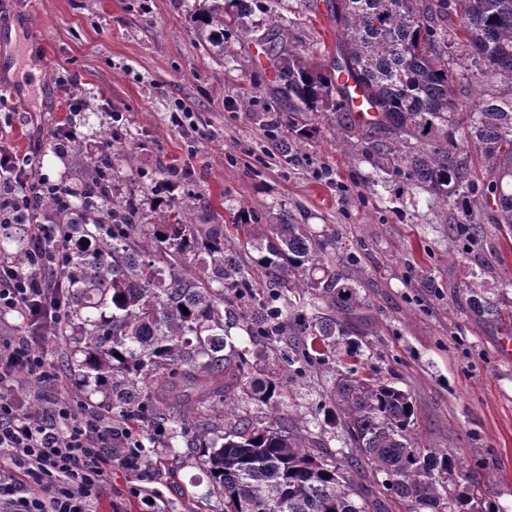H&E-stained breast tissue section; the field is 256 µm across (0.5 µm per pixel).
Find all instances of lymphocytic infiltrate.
I'll use <instances>...</instances> for the list:
<instances>
[{
    "label": "lymphocytic infiltrate",
    "mask_w": 512,
    "mask_h": 512,
    "mask_svg": "<svg viewBox=\"0 0 512 512\" xmlns=\"http://www.w3.org/2000/svg\"><path fill=\"white\" fill-rule=\"evenodd\" d=\"M71 197L66 183L38 174L30 155L0 145V225L22 226L27 239L21 255L0 258V320L20 318L41 335L67 324L55 273L69 250L60 219ZM20 372L37 388L60 378L33 337L0 335V512H97L115 470L149 471L136 424L113 425L65 397L26 409L13 393Z\"/></svg>",
    "instance_id": "lymphocytic-infiltrate-1"
}]
</instances>
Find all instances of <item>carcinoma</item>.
<instances>
[{"label": "carcinoma", "mask_w": 512, "mask_h": 512, "mask_svg": "<svg viewBox=\"0 0 512 512\" xmlns=\"http://www.w3.org/2000/svg\"><path fill=\"white\" fill-rule=\"evenodd\" d=\"M196 16L199 44L249 33L256 9L268 14L257 37L271 61L276 91L288 103L295 143L308 116L333 115L336 140L356 139L392 158L407 185L458 211L457 231L484 234L483 211L512 229V0H326L336 31L331 63L293 43L278 26L284 0H205ZM344 76L362 89L373 115L349 106ZM191 173L168 168L158 194ZM112 150L90 158L68 221L73 251L60 269L70 304L69 368L81 393H102L112 420L145 423L171 456L198 455L208 478L198 492L224 498V512H512L484 507L491 476L465 469L446 448L414 434L410 393L363 371L348 354L332 402L348 448L336 462L324 437L240 413L246 397L278 401L284 384L254 370L246 341L228 342L224 302L246 319V336L304 341L285 359L313 368L347 332L350 278L337 268L336 238L317 239L284 210L270 224L233 225L242 248L259 253L242 267L224 251V225L197 224L189 204L172 200L153 215L112 195ZM209 257L193 271L187 260ZM476 316L512 319V310L467 285ZM324 298L336 316L316 315ZM188 313H183V310ZM362 474L357 485L350 472Z\"/></svg>", "instance_id": "carcinoma-1"}]
</instances>
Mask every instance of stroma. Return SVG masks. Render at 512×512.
I'll return each instance as SVG.
<instances>
[{
	"mask_svg": "<svg viewBox=\"0 0 512 512\" xmlns=\"http://www.w3.org/2000/svg\"><path fill=\"white\" fill-rule=\"evenodd\" d=\"M200 0H0V28L20 20L27 5L32 45L48 47L44 70L21 68L40 88L54 87L51 101L17 100L0 113V138L32 155L50 181L81 188L91 154L111 147L116 155L112 192L157 209L148 183L163 167L191 170L192 182L174 193L198 219L226 225L249 215L260 224L286 210L319 237L336 235L354 280L358 304L351 335L340 337L338 353L313 369H286L287 341L253 337L252 360L264 376L287 384L276 408L254 401V416L302 422L324 431L336 454L347 451L339 429L328 422L331 391L344 366L345 350L357 351L371 374L411 393L416 429L425 441L451 451L473 472L493 477L491 500L512 506V357L501 354L512 323L475 317L467 306L469 281L483 282L488 295L512 301V229L484 220V239L472 245L455 228L457 212L441 209L426 193L407 191L390 177L376 183L377 168L363 147L342 148L336 129L319 116L315 131L288 156L277 146L288 139L277 123L284 105L266 85L272 70L262 64L263 47L253 38H228L224 56L196 40L191 16ZM280 24L295 43L320 52L336 32L320 14L289 0ZM76 79L89 101L76 122L79 149H57L52 137L66 111L58 76ZM192 125H177L180 107ZM122 113L113 122L112 112ZM206 139H198V130ZM135 152L134 168L121 160ZM161 475L115 474L124 512H148L129 485L160 496V512H224L219 495L198 502L207 474L194 458H165Z\"/></svg>",
	"mask_w": 512,
	"mask_h": 512,
	"instance_id": "obj_1",
	"label": "stroma"
}]
</instances>
